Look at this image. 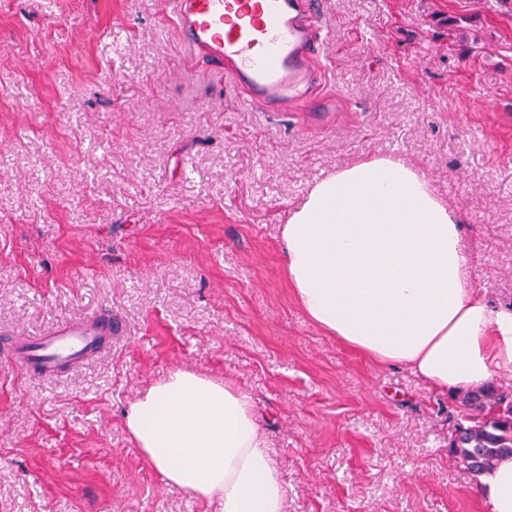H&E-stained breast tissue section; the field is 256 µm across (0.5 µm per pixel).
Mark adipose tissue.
Here are the masks:
<instances>
[{
	"mask_svg": "<svg viewBox=\"0 0 512 512\" xmlns=\"http://www.w3.org/2000/svg\"><path fill=\"white\" fill-rule=\"evenodd\" d=\"M282 241L298 304L344 346L437 390L512 373V307L472 286L455 212L403 160L336 170L292 211ZM123 425L165 484L222 512H284L261 419L237 387L177 368L127 406ZM477 493L491 512H512V458L481 476Z\"/></svg>",
	"mask_w": 512,
	"mask_h": 512,
	"instance_id": "adipose-tissue-1",
	"label": "adipose tissue"
}]
</instances>
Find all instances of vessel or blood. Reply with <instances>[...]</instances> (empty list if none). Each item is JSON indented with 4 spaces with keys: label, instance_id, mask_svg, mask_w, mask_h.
Here are the masks:
<instances>
[{
    "label": "vessel or blood",
    "instance_id": "obj_1",
    "mask_svg": "<svg viewBox=\"0 0 512 512\" xmlns=\"http://www.w3.org/2000/svg\"><path fill=\"white\" fill-rule=\"evenodd\" d=\"M185 49L223 70L241 107L322 112L330 70L319 0H165ZM123 325L95 309L38 335H0V367L17 377L53 376L97 352Z\"/></svg>",
    "mask_w": 512,
    "mask_h": 512
}]
</instances>
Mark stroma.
<instances>
[{
  "mask_svg": "<svg viewBox=\"0 0 512 512\" xmlns=\"http://www.w3.org/2000/svg\"><path fill=\"white\" fill-rule=\"evenodd\" d=\"M333 104L237 105L161 0H0V331L101 307L124 331L0 380V512H220L164 484L122 412L176 368L248 393L285 512H490L450 453L455 391L327 336L281 227L369 154L414 165L512 306V0H323Z\"/></svg>",
  "mask_w": 512,
  "mask_h": 512,
  "instance_id": "obj_1",
  "label": "stroma"
}]
</instances>
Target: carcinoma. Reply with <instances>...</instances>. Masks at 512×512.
Segmentation results:
<instances>
[{
	"label": "carcinoma",
	"mask_w": 512,
	"mask_h": 512,
	"mask_svg": "<svg viewBox=\"0 0 512 512\" xmlns=\"http://www.w3.org/2000/svg\"><path fill=\"white\" fill-rule=\"evenodd\" d=\"M456 459L473 475L491 471L512 456V397L492 387L459 397L455 435L449 442Z\"/></svg>",
	"instance_id": "obj_1"
}]
</instances>
